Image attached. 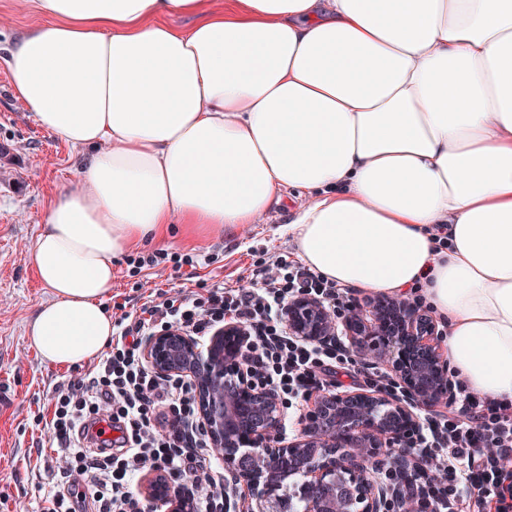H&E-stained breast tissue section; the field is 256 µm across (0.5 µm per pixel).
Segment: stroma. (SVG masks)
Returning a JSON list of instances; mask_svg holds the SVG:
<instances>
[{
	"label": "stroma",
	"mask_w": 512,
	"mask_h": 512,
	"mask_svg": "<svg viewBox=\"0 0 512 512\" xmlns=\"http://www.w3.org/2000/svg\"><path fill=\"white\" fill-rule=\"evenodd\" d=\"M73 154L38 127L0 68V512H42L46 498L63 487L79 495V512L92 508L86 477H60L48 429L55 389L89 367L47 364L26 336L28 320L52 298L31 251L50 204L77 181ZM306 202L300 191H288L256 223L231 232L200 235L176 225L164 241L140 251L188 255L193 263L177 271L167 260L146 270L150 291L235 285L256 253L296 260L292 223Z\"/></svg>",
	"instance_id": "1"
}]
</instances>
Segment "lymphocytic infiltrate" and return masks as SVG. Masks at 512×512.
<instances>
[{
	"instance_id": "obj_1",
	"label": "lymphocytic infiltrate",
	"mask_w": 512,
	"mask_h": 512,
	"mask_svg": "<svg viewBox=\"0 0 512 512\" xmlns=\"http://www.w3.org/2000/svg\"><path fill=\"white\" fill-rule=\"evenodd\" d=\"M301 296L320 300L338 317L357 304L351 288L270 255L253 261L245 284L165 293L136 314L122 313L107 356L54 394L50 425L61 476L91 475L94 512H147L134 479L154 469L192 479L200 512L223 505L224 475L197 428L191 379L159 377L140 351L139 336L166 328L206 336L229 318L245 324L251 379L276 391L291 421L312 394L339 388L345 377L396 392L385 369L365 364L345 345L289 335L282 311ZM453 388L454 409L426 413L411 435L424 464L413 482L430 512H512V400L479 395L460 380Z\"/></svg>"
}]
</instances>
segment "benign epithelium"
Returning a JSON list of instances; mask_svg holds the SVG:
<instances>
[{
  "label": "benign epithelium",
  "mask_w": 512,
  "mask_h": 512,
  "mask_svg": "<svg viewBox=\"0 0 512 512\" xmlns=\"http://www.w3.org/2000/svg\"><path fill=\"white\" fill-rule=\"evenodd\" d=\"M283 319L290 335L310 343L346 339L360 358L394 376L400 394H318L300 436L285 444L278 395L248 379L245 325L224 322L204 351L195 337L175 329L146 337L142 353L152 370L193 381L200 428L230 475L224 512H282L287 494L302 512H425L416 486L395 491L372 465L387 460L405 475L418 471L408 444L420 425L416 410L451 401L448 358L433 317L379 296L339 319L322 302L301 297L288 303ZM141 495L166 512H196L193 492L174 486L159 470L146 475Z\"/></svg>",
  "instance_id": "benign-epithelium-1"
}]
</instances>
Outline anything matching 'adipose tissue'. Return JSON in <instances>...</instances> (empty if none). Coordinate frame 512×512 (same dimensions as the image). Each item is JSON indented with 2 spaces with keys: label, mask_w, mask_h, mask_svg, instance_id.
Returning a JSON list of instances; mask_svg holds the SVG:
<instances>
[{
  "label": "adipose tissue",
  "mask_w": 512,
  "mask_h": 512,
  "mask_svg": "<svg viewBox=\"0 0 512 512\" xmlns=\"http://www.w3.org/2000/svg\"><path fill=\"white\" fill-rule=\"evenodd\" d=\"M25 2L44 22L0 67L78 152L31 253L54 294L27 331L44 362L111 341L118 253L176 219L255 223L298 189L302 263L421 287L460 378L512 399V0Z\"/></svg>",
  "instance_id": "adipose-tissue-1"
}]
</instances>
